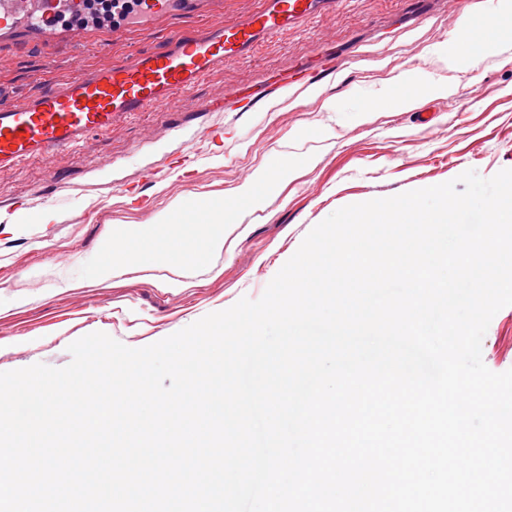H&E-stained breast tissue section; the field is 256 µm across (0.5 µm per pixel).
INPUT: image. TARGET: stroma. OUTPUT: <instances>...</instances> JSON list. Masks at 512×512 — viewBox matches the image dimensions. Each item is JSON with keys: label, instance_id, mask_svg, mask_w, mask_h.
Wrapping results in <instances>:
<instances>
[{"label": "stroma", "instance_id": "1", "mask_svg": "<svg viewBox=\"0 0 512 512\" xmlns=\"http://www.w3.org/2000/svg\"><path fill=\"white\" fill-rule=\"evenodd\" d=\"M499 0H342L331 12L281 35L250 58L208 75L194 90L139 113L111 134L88 138L60 162L32 159L0 172V372L36 363L62 368L69 345L103 332L131 348L158 342L240 298L259 299L307 233L337 209L450 181L465 171L489 178L512 169V40L469 64L455 33L461 13L489 18ZM160 27L128 25L106 41L67 44L19 40L4 46L0 85L24 91L34 79L60 83L105 60L157 44ZM341 62L319 72L323 54ZM460 66H449L448 55ZM305 64L312 85L281 90ZM413 73L420 108L386 106ZM273 87L267 99L223 113L195 109L226 91ZM219 124L220 138L193 131ZM296 169L283 178L280 164ZM266 168L262 205L240 219L249 232L200 264L155 258L115 277L96 271L113 230L139 231L174 200L207 194L211 202ZM160 171L157 179L146 177ZM136 187L148 207L133 204ZM482 359L512 369V306L492 318Z\"/></svg>", "mask_w": 512, "mask_h": 512}]
</instances>
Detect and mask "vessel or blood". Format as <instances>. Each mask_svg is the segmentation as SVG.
I'll return each mask as SVG.
<instances>
[{"instance_id": "b4317fda", "label": "vessel or blood", "mask_w": 512, "mask_h": 512, "mask_svg": "<svg viewBox=\"0 0 512 512\" xmlns=\"http://www.w3.org/2000/svg\"><path fill=\"white\" fill-rule=\"evenodd\" d=\"M203 0H142L139 16L163 21L193 15ZM336 0H261L259 8L191 31L173 30L157 47L105 61L81 75L15 101L0 93V171L29 159H54L88 136L110 133L134 114L193 90L224 65L251 57L264 43L297 30ZM80 0H0V35L27 26L56 31V17Z\"/></svg>"}]
</instances>
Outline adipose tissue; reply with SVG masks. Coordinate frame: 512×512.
Returning a JSON list of instances; mask_svg holds the SVG:
<instances>
[{"mask_svg": "<svg viewBox=\"0 0 512 512\" xmlns=\"http://www.w3.org/2000/svg\"><path fill=\"white\" fill-rule=\"evenodd\" d=\"M459 39L468 41L473 56H480L494 42L512 37V0H504L491 21L484 26H477L474 13L463 16ZM266 171L260 170L247 182L233 191L232 201L218 207L206 206L198 198L180 199L172 203L164 212L158 214L154 225L143 227L140 234L131 238L124 253H108L98 270L99 275L114 276L136 266L149 264L157 254H165L168 262L178 266H191L202 260L204 254L223 251L226 241V227L236 221V208L240 205L259 209L265 186ZM183 224L186 226L205 225L208 228L203 237L202 248H195L191 243L176 240L166 249H159L158 238L154 232L155 225Z\"/></svg>", "mask_w": 512, "mask_h": 512, "instance_id": "ef3b65f1", "label": "adipose tissue"}]
</instances>
